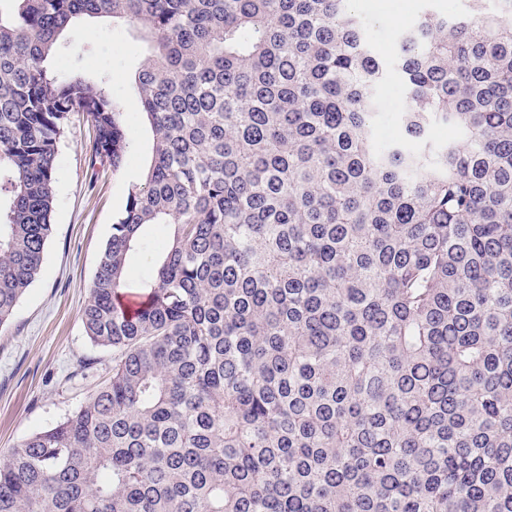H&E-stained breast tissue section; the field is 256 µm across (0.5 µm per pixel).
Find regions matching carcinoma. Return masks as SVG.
<instances>
[{
    "instance_id": "obj_1",
    "label": "carcinoma",
    "mask_w": 512,
    "mask_h": 512,
    "mask_svg": "<svg viewBox=\"0 0 512 512\" xmlns=\"http://www.w3.org/2000/svg\"><path fill=\"white\" fill-rule=\"evenodd\" d=\"M16 2L1 329L41 268L65 130L86 120L113 171L132 152L110 79L51 70L73 19L150 34L153 144L82 310L112 377L0 465V512H512V0L402 34L384 144L353 0ZM435 124L465 144L422 143ZM407 90L396 76H390L376 88L380 115L377 119V136L382 139L395 135V123L400 112H404L407 103Z\"/></svg>"
}]
</instances>
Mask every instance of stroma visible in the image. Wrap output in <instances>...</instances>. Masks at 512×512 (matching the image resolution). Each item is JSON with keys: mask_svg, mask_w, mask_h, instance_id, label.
Instances as JSON below:
<instances>
[{"mask_svg": "<svg viewBox=\"0 0 512 512\" xmlns=\"http://www.w3.org/2000/svg\"><path fill=\"white\" fill-rule=\"evenodd\" d=\"M372 23L371 44L384 59L398 52V39L427 10L455 17L467 0H356ZM52 65L61 73L108 75L112 94L128 114L135 146L119 171H93L90 128L74 121L58 146L52 231L41 270L21 298L9 327L0 330V462L27 436L63 419L94 394L112 371V351L86 336L82 308L112 225L124 210L128 188L142 181L151 134L135 106L134 76L149 53L139 27L108 18L76 19L63 35ZM379 138L396 133L407 103L397 77L376 88Z\"/></svg>", "mask_w": 512, "mask_h": 512, "instance_id": "1", "label": "stroma"}]
</instances>
